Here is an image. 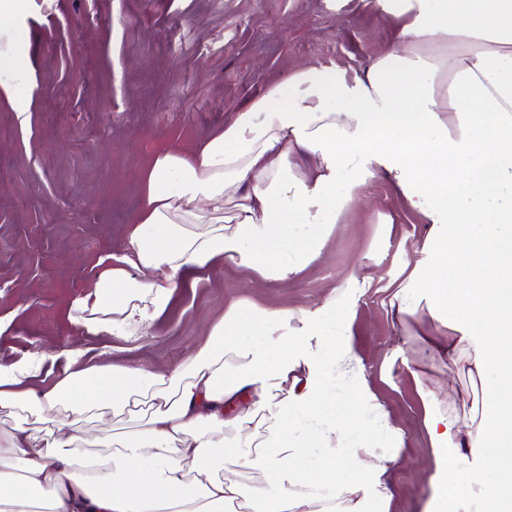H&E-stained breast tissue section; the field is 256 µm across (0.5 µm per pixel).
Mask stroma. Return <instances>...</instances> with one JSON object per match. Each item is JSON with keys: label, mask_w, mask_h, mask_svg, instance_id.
I'll list each match as a JSON object with an SVG mask.
<instances>
[{"label": "stroma", "mask_w": 512, "mask_h": 512, "mask_svg": "<svg viewBox=\"0 0 512 512\" xmlns=\"http://www.w3.org/2000/svg\"><path fill=\"white\" fill-rule=\"evenodd\" d=\"M24 62L39 81L26 120L0 98V361L69 346L160 372L204 343L235 302L316 303L358 276L351 341L372 389L405 431L391 512H436L427 393L467 416L470 361L451 378L423 327L390 306L428 233L382 179L360 188L320 257L288 281L222 265L179 289L128 340L82 335L67 319L99 262L122 248L141 208V174L165 143H199L298 66L362 71L395 45L399 18L371 0H31Z\"/></svg>", "instance_id": "stroma-1"}]
</instances>
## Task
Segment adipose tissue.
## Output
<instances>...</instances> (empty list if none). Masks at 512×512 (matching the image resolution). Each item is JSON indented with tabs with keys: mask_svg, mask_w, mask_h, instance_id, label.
Instances as JSON below:
<instances>
[{
	"mask_svg": "<svg viewBox=\"0 0 512 512\" xmlns=\"http://www.w3.org/2000/svg\"><path fill=\"white\" fill-rule=\"evenodd\" d=\"M380 2L403 25L363 71L299 66L210 139L155 154L126 244L68 319L126 339L218 264L287 281L319 258L355 186L386 179L432 226L396 311H425L431 345L452 368L464 349L483 393L467 421L428 415L433 498L440 512H472L465 492L479 469L480 512H512V0ZM28 9L0 0V91L21 117L35 81L19 63ZM345 174L353 189L337 192ZM358 284L319 304L237 302L162 373L85 367L87 350L71 346L1 363L0 412L41 415L45 437L29 453L22 418L0 435V512H390L386 474L405 432L353 371ZM444 329L456 334L446 344ZM51 363L62 378L36 387ZM334 373L348 385L332 386ZM143 400L132 429L79 434L78 421ZM87 442L107 456L83 452ZM465 446L477 464L464 462Z\"/></svg>",
	"mask_w": 512,
	"mask_h": 512,
	"instance_id": "adipose-tissue-1",
	"label": "adipose tissue"
}]
</instances>
